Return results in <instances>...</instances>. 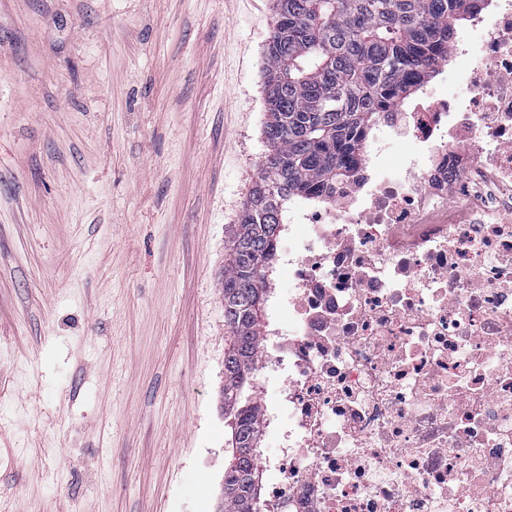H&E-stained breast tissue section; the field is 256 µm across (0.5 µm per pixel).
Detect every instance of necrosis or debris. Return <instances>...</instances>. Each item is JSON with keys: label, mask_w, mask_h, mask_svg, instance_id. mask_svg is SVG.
Here are the masks:
<instances>
[{"label": "necrosis or debris", "mask_w": 512, "mask_h": 512, "mask_svg": "<svg viewBox=\"0 0 512 512\" xmlns=\"http://www.w3.org/2000/svg\"><path fill=\"white\" fill-rule=\"evenodd\" d=\"M448 63L288 213L258 512H512V0Z\"/></svg>", "instance_id": "obj_1"}]
</instances>
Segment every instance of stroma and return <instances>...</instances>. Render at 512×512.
<instances>
[{
  "label": "stroma",
  "instance_id": "35a3bbf8",
  "mask_svg": "<svg viewBox=\"0 0 512 512\" xmlns=\"http://www.w3.org/2000/svg\"><path fill=\"white\" fill-rule=\"evenodd\" d=\"M273 0H0V512H221L224 258Z\"/></svg>",
  "mask_w": 512,
  "mask_h": 512
}]
</instances>
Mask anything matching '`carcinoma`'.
<instances>
[{"label":"carcinoma","mask_w":512,"mask_h":512,"mask_svg":"<svg viewBox=\"0 0 512 512\" xmlns=\"http://www.w3.org/2000/svg\"><path fill=\"white\" fill-rule=\"evenodd\" d=\"M480 2L274 0L263 70L267 151L224 263V512H256L254 374L288 201L327 196L357 169L378 114L421 84L424 64L448 60L453 26Z\"/></svg>","instance_id":"cac0c4a2"}]
</instances>
